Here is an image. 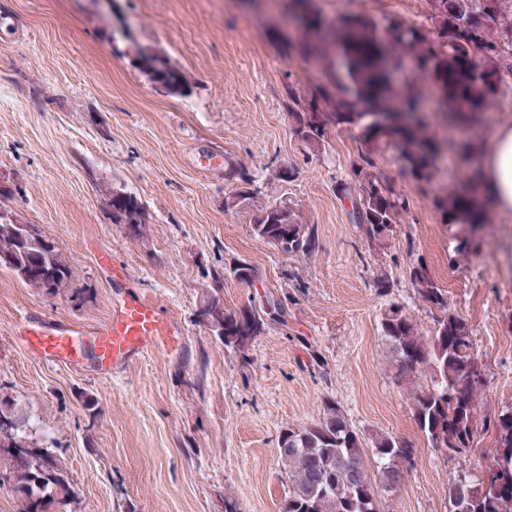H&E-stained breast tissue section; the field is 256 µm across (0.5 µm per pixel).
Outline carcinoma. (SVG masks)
<instances>
[{
  "mask_svg": "<svg viewBox=\"0 0 512 512\" xmlns=\"http://www.w3.org/2000/svg\"><path fill=\"white\" fill-rule=\"evenodd\" d=\"M428 2L427 22L413 25L387 17L378 21L363 13L329 17L316 8L314 0H289L288 10L298 19L302 34L312 28L330 29L341 66L322 60L319 77L308 88L301 91L288 86L285 107L291 120L303 125L310 93L316 92L340 126L348 114H368L381 101L393 99L413 111L420 97L431 98L434 110L420 113L409 126L367 123L353 133L358 160L351 168L352 180L341 185L340 193L351 198L353 221L366 240L381 241L401 223L409 199L377 167V157L393 151L402 169L416 175L415 184L421 189L431 184L444 156L455 158L463 164L462 178L433 196V204L441 221L453 229V253L467 259L478 252L477 229L490 221V203L480 190L479 168L469 165L468 158L479 154L482 142L441 139L433 125L447 127L455 119L474 121L497 102L502 71L512 70V23L503 20L496 26L476 23L461 28L456 24L457 14H479L483 0ZM465 45L485 50L481 63L474 65L463 54ZM146 50L131 40L126 56L149 82L162 85L160 93L192 94L195 83L185 71ZM383 56L395 68L407 58L414 61L415 68L402 85L388 84L386 69L380 65ZM112 207L125 211L131 224L147 219L141 200L124 189H118ZM261 212L265 216L256 217L252 225L259 239L275 247L280 239L288 238V249L282 250L286 255L313 250L314 228L299 213L290 209L284 215L272 204ZM1 267L47 293L63 287L72 276L53 239L37 247L11 224H0ZM231 272L246 284L257 277L256 268L245 260L233 265ZM410 278L421 300L438 311L434 327L427 335L419 332L412 315L392 303L382 314V335L401 375H429L427 387L412 394L416 421L429 445L450 457L470 453L477 431V401L486 380L483 365L472 351V332L424 264L413 265ZM204 309L209 315L224 313L213 333L224 346L242 353L264 331L265 318L255 307L235 311L214 296ZM4 413L15 425L10 433L0 435V459L9 461V467L0 470V488H9L21 499L22 512H45L48 504L71 494L66 471L59 459L24 436L29 415L11 392L0 387V414ZM486 428L494 431L496 447L478 483L468 484L463 512H512V408L489 419ZM365 443V437L332 401L325 403L318 422L287 429L279 452L291 489L282 512H379L377 485L386 489L399 485L414 450L405 438L395 435L373 439L370 455Z\"/></svg>",
  "mask_w": 512,
  "mask_h": 512,
  "instance_id": "carcinoma-1",
  "label": "carcinoma"
}]
</instances>
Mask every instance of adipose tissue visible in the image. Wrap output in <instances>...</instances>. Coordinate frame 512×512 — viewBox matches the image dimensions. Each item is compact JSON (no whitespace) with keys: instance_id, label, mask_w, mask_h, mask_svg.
Wrapping results in <instances>:
<instances>
[{"instance_id":"adipose-tissue-1","label":"adipose tissue","mask_w":512,"mask_h":512,"mask_svg":"<svg viewBox=\"0 0 512 512\" xmlns=\"http://www.w3.org/2000/svg\"><path fill=\"white\" fill-rule=\"evenodd\" d=\"M483 184L493 210L512 213V121L494 126L481 154Z\"/></svg>"}]
</instances>
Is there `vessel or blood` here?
I'll return each instance as SVG.
<instances>
[{
	"label": "vessel or blood",
	"mask_w": 512,
	"mask_h": 512,
	"mask_svg": "<svg viewBox=\"0 0 512 512\" xmlns=\"http://www.w3.org/2000/svg\"><path fill=\"white\" fill-rule=\"evenodd\" d=\"M18 334L31 353L46 361L79 369L91 358L107 374L125 369L151 348L169 344L176 330L153 302L135 292L92 329L62 320H27L19 324Z\"/></svg>",
	"instance_id": "vessel-or-blood-1"
}]
</instances>
